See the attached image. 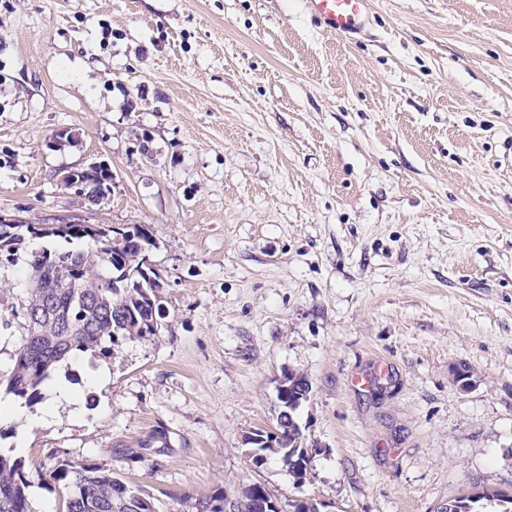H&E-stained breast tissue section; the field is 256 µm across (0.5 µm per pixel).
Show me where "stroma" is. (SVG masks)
Listing matches in <instances>:
<instances>
[{"mask_svg": "<svg viewBox=\"0 0 512 512\" xmlns=\"http://www.w3.org/2000/svg\"><path fill=\"white\" fill-rule=\"evenodd\" d=\"M369 10L346 38L304 0H0V211L146 225L163 314L58 368L76 405L46 391L0 449L161 512L252 482L325 512L512 495V0ZM93 161L97 204L60 183ZM291 372L302 483L244 441Z\"/></svg>", "mask_w": 512, "mask_h": 512, "instance_id": "stroma-1", "label": "stroma"}]
</instances>
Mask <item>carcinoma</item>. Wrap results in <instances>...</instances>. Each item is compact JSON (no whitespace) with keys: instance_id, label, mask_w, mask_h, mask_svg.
<instances>
[{"instance_id":"carcinoma-1","label":"carcinoma","mask_w":512,"mask_h":512,"mask_svg":"<svg viewBox=\"0 0 512 512\" xmlns=\"http://www.w3.org/2000/svg\"><path fill=\"white\" fill-rule=\"evenodd\" d=\"M118 230L120 241L115 239ZM118 230L91 224H22L13 234L0 236V269L14 265L15 256L33 236L67 243L87 240L94 245L92 251L44 249L31 254L27 281L37 282L38 287L25 289L20 312L9 318L0 314V330L12 328V319H20L14 364L8 373H0V392L35 404L43 399V388L58 363L81 353L107 356L129 340L160 334L159 276L145 265L152 234L142 224ZM285 385L288 389L278 393L281 408L290 413L284 442L274 450L256 441L250 450L263 459L278 457L294 478L302 479L312 453L293 414L304 401L300 394L308 381L291 373ZM49 481L68 490L66 512H160L151 498L96 464L61 459L50 471ZM31 484L22 461L0 454V512H32ZM267 493L260 483L242 487L237 512H262ZM484 500L505 504L499 512H512V496L500 491L461 495L448 502V512H478L475 504Z\"/></svg>"}]
</instances>
